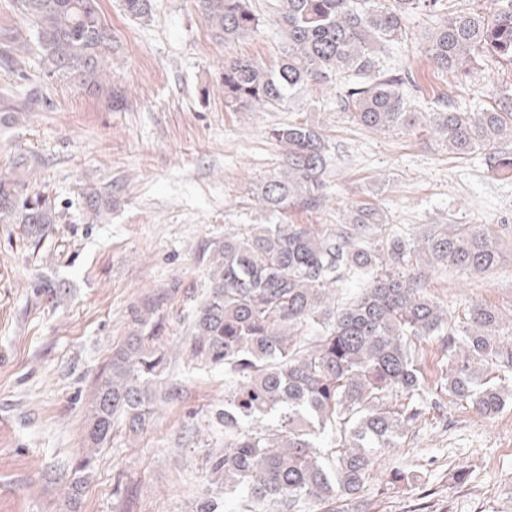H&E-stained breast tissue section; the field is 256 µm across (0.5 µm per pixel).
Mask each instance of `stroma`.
<instances>
[{
  "label": "stroma",
  "instance_id": "35a3bbf8",
  "mask_svg": "<svg viewBox=\"0 0 512 512\" xmlns=\"http://www.w3.org/2000/svg\"><path fill=\"white\" fill-rule=\"evenodd\" d=\"M99 5L123 110L46 77L35 54L21 56L15 71L0 68V94L38 96L26 123L0 134V168L17 154L36 156L31 185L61 210L37 250L20 225L0 224V512H197L212 492L207 460L224 445L212 421L224 407V371L190 361L186 317L204 282L203 249L265 220L255 191L282 158L271 127L306 121L332 146L326 199L290 210L294 223L338 224L347 209L372 202L399 232L512 224V180L493 174L481 154L448 153L429 130L433 104L403 133L356 125L332 84L307 88L279 110L225 109V59L269 61L281 49L275 0H254L265 30L235 42L215 38L195 0H156L148 21L129 18L120 0ZM405 26L382 66L414 69L465 111L488 106L491 88L512 86V72L489 61L463 85L435 72L422 52L432 21L412 16ZM90 190L112 200L97 223L84 208ZM502 247L503 262L484 278L428 268L429 289L451 316L463 318L477 302L512 316V243ZM48 280L61 284L60 303L42 289ZM173 284L163 346L179 390L139 435L114 429L70 507L65 489L86 448L95 379L132 310ZM462 465L470 478L461 485ZM395 470L419 479L386 489ZM363 495L370 512H512V402L492 419L449 403L447 419H427L381 452Z\"/></svg>",
  "mask_w": 512,
  "mask_h": 512
}]
</instances>
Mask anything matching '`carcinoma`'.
<instances>
[{"mask_svg": "<svg viewBox=\"0 0 512 512\" xmlns=\"http://www.w3.org/2000/svg\"><path fill=\"white\" fill-rule=\"evenodd\" d=\"M134 19L152 15L154 0H121ZM215 36L226 42L257 35L264 19L252 0H196ZM23 25L0 34V64L35 50L49 77L106 96L123 97L107 83L112 36L98 0H16ZM434 19L423 53L441 72L471 78L489 59L512 67V0L488 11L458 10L456 0H278L275 19L284 43L271 61L224 62V107L272 110L309 86L339 83L340 108L363 127L410 130L424 99L410 69L381 68L380 53L403 38L408 16ZM492 105L478 112L449 107L428 113L430 128L455 155L483 152L486 164L512 179V93L492 88ZM31 100L0 96V126L22 124ZM284 149L282 170L259 185L270 222L224 234L205 260L203 291L188 314L192 359L224 368V452L213 456L212 483L224 487V508L236 512H366L362 492L378 451L431 413L445 415L443 396L496 417L512 399V321L476 302L455 322L428 293L423 276L405 274L416 254L426 263L487 274L499 267L498 234L485 224H431L421 242L387 231L386 214L371 202L351 209L341 224L313 227L288 221L295 204L325 198L331 146L302 121L270 129ZM37 159L17 156L0 171V224H21L38 246L60 211L56 199L32 190ZM95 216L112 200L91 192ZM356 281L360 292L336 304V289ZM176 286L149 295L132 313L127 336L112 348L89 406L87 448L71 482L80 499L84 472L113 428L135 436L160 402L176 394L167 382L162 350L164 306ZM437 339L446 363L426 369L413 338Z\"/></svg>", "mask_w": 512, "mask_h": 512, "instance_id": "cac0c4a2", "label": "carcinoma"}]
</instances>
